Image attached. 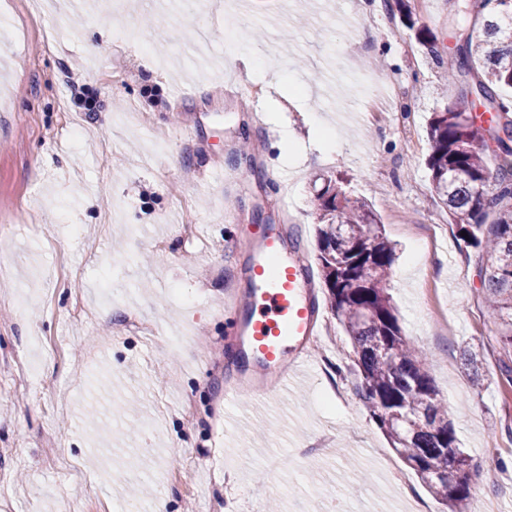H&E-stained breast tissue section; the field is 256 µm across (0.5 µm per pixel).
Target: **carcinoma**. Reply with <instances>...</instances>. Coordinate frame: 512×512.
Returning <instances> with one entry per match:
<instances>
[{
    "label": "carcinoma",
    "instance_id": "carcinoma-1",
    "mask_svg": "<svg viewBox=\"0 0 512 512\" xmlns=\"http://www.w3.org/2000/svg\"><path fill=\"white\" fill-rule=\"evenodd\" d=\"M457 48L448 81L480 63L477 87L495 109L486 128L453 105L433 113L428 135L430 179L450 223L485 257L480 269L485 303L500 320L498 342L512 355V0H481ZM497 193L487 199V187ZM318 265L330 309L357 357L362 396L391 447L446 512H470V458L459 448L426 370L410 346L387 292L395 247L381 219L362 199L346 195L341 179L318 190Z\"/></svg>",
    "mask_w": 512,
    "mask_h": 512
}]
</instances>
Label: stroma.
<instances>
[{
	"label": "stroma",
	"instance_id": "1",
	"mask_svg": "<svg viewBox=\"0 0 512 512\" xmlns=\"http://www.w3.org/2000/svg\"><path fill=\"white\" fill-rule=\"evenodd\" d=\"M410 2L411 29L395 0H0V512H116L132 482L167 512H440L371 418L322 279L288 392L224 403L248 364L224 309L246 291L245 231L290 227L316 264L314 181L336 176L395 246L388 293L471 458L473 507L512 512L507 357L426 167L432 113L485 108L474 74L445 79L457 0ZM240 49L291 97L227 96L252 78Z\"/></svg>",
	"mask_w": 512,
	"mask_h": 512
}]
</instances>
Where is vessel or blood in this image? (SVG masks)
<instances>
[{"instance_id": "obj_1", "label": "vessel or blood", "mask_w": 512, "mask_h": 512, "mask_svg": "<svg viewBox=\"0 0 512 512\" xmlns=\"http://www.w3.org/2000/svg\"><path fill=\"white\" fill-rule=\"evenodd\" d=\"M244 246L252 254L249 286L233 319L258 374L242 379L255 381L258 400L268 401L281 392L291 371L309 360L318 309L314 272L299 254L286 250L280 227L254 228Z\"/></svg>"}]
</instances>
